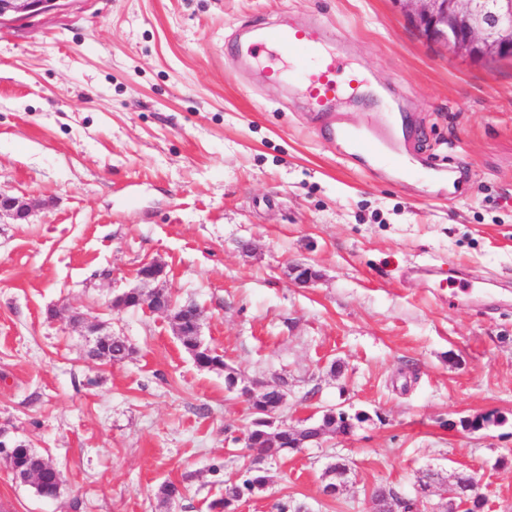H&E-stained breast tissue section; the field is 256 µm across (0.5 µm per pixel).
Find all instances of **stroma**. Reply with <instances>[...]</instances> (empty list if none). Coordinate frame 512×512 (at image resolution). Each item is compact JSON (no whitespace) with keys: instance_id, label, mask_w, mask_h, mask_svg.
<instances>
[{"instance_id":"1","label":"stroma","mask_w":512,"mask_h":512,"mask_svg":"<svg viewBox=\"0 0 512 512\" xmlns=\"http://www.w3.org/2000/svg\"><path fill=\"white\" fill-rule=\"evenodd\" d=\"M312 16L365 79L337 119L402 113L408 165L436 158L461 195L363 170L318 137L278 58L224 56L243 25ZM0 193L32 203L27 222L0 219V437L63 475L45 499L0 466V512H209L245 478L249 403L167 315L112 304L151 262L242 383L287 377L279 419L369 416L268 463L237 512H370L379 487L433 512L428 471L477 474L483 512H512V61L448 56L391 0H74L0 29ZM429 266L443 276L419 277ZM89 323L132 355L91 358ZM486 412L503 423L457 428ZM339 459L351 474L328 498ZM166 481L186 488L176 504Z\"/></svg>"}]
</instances>
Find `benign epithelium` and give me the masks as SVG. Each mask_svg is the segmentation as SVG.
<instances>
[{"label": "benign epithelium", "mask_w": 512, "mask_h": 512, "mask_svg": "<svg viewBox=\"0 0 512 512\" xmlns=\"http://www.w3.org/2000/svg\"><path fill=\"white\" fill-rule=\"evenodd\" d=\"M73 0H0V27L25 21L60 9ZM397 11L427 41L443 45L448 55L457 58L481 57L488 61L512 57V0H392ZM29 204L0 193V216L23 219ZM443 498L459 500L457 512H478L484 500L479 486L471 495L457 492L448 485Z\"/></svg>", "instance_id": "obj_1"}]
</instances>
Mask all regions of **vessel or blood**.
<instances>
[{
	"instance_id": "b4317fda",
	"label": "vessel or blood",
	"mask_w": 512,
	"mask_h": 512,
	"mask_svg": "<svg viewBox=\"0 0 512 512\" xmlns=\"http://www.w3.org/2000/svg\"><path fill=\"white\" fill-rule=\"evenodd\" d=\"M324 43V26L317 19L293 28L263 24L250 27L245 42L227 43L224 54L233 59L245 53L253 58L267 52L288 55L295 61L291 75L316 112L318 133L323 139L353 143L370 156L383 152L400 155L394 126L363 135L337 122L335 113L330 110L332 102L342 97H359L362 79L356 72L347 70L342 53L326 50Z\"/></svg>"
}]
</instances>
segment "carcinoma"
Wrapping results in <instances>:
<instances>
[{"instance_id": "cac0c4a2", "label": "carcinoma", "mask_w": 512, "mask_h": 512, "mask_svg": "<svg viewBox=\"0 0 512 512\" xmlns=\"http://www.w3.org/2000/svg\"><path fill=\"white\" fill-rule=\"evenodd\" d=\"M196 309L195 305L187 307L177 305L171 311V316L179 331L178 340L197 367L224 372L225 384L230 387L237 380L238 373L224 362V356L205 346L200 337L195 335ZM132 353V346L122 336H113L96 349L98 358L112 363H120ZM284 389H286V381L282 378L274 384L267 385L265 412L254 413V418L247 429L254 450L269 460H275L284 453L296 449V446L307 437L336 435V420L328 409L323 411L317 425L300 435L296 434L297 427L290 426L283 421L276 422L275 415L281 408L280 393ZM501 422H503V418L488 414L464 417L460 419L459 424L464 430L475 431L490 423ZM12 465L22 475L31 472L37 474V480L32 487L41 497H53L58 482L62 481L61 473L55 465L22 442L14 450ZM249 472L251 473L250 478L241 484H224V494L213 500L209 504V508L213 512H225V509L232 503L240 501L244 494L263 490L269 480L267 472L256 467L249 468ZM183 491L182 484L168 481L159 486L157 497L164 504L181 497Z\"/></svg>"}]
</instances>
